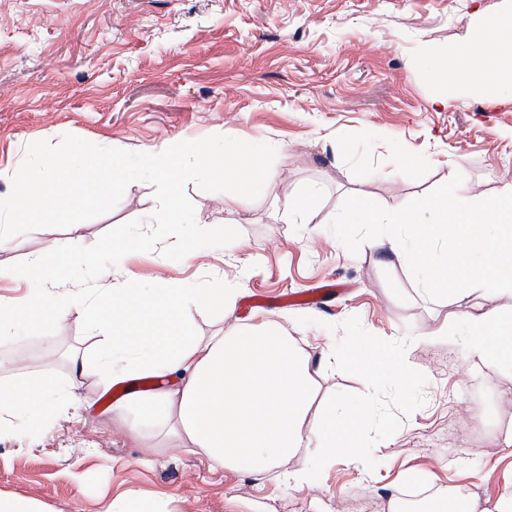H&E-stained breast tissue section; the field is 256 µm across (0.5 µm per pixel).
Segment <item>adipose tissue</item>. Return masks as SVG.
<instances>
[{"mask_svg": "<svg viewBox=\"0 0 512 512\" xmlns=\"http://www.w3.org/2000/svg\"><path fill=\"white\" fill-rule=\"evenodd\" d=\"M479 56L458 55L443 74L448 85L497 87L512 81V13L482 15ZM235 289L162 288L155 303L164 315L156 332L127 329L136 349H101L95 365L81 364L77 375L96 370L113 380H155L150 393H129L112 406L134 436L149 440L150 451L173 445L205 456L214 464L249 475L276 470L300 450L321 448L325 457L354 452V423L364 405L323 404L316 419L308 414L313 382L333 354L313 360L287 330L274 321L227 333L195 335L184 309L230 308ZM468 359L496 369L512 366V323L504 317L466 312Z\"/></svg>", "mask_w": 512, "mask_h": 512, "instance_id": "obj_1", "label": "adipose tissue"}]
</instances>
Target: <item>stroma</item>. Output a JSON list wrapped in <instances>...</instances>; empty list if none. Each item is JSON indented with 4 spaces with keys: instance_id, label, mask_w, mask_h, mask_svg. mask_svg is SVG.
<instances>
[{
    "instance_id": "35a3bbf8",
    "label": "stroma",
    "mask_w": 512,
    "mask_h": 512,
    "mask_svg": "<svg viewBox=\"0 0 512 512\" xmlns=\"http://www.w3.org/2000/svg\"><path fill=\"white\" fill-rule=\"evenodd\" d=\"M512 0H0V198L28 144L72 134L107 148L155 147L220 134L276 146L277 180L225 210L224 195L188 184L208 227L230 225L223 248L126 255L98 279L192 284L212 275L239 292L232 313L190 309L197 335L269 317L299 347L349 360L322 369L319 398L367 407L357 453L321 463L307 453L275 475L213 469L170 448L146 455L112 414L129 391L73 359L95 362L79 306L53 337L0 343V379L59 384L50 426L30 410L0 432V495L41 512H387L390 500L449 485L494 501L512 494V370L465 361L463 314L512 316V292L460 303L429 299L387 249L350 253L329 224L358 195L393 209L462 174L476 194L512 182V94L425 79L423 60L469 50L480 13ZM136 181L108 213L84 221L79 245L157 206ZM305 204L303 215L294 212ZM43 228L6 239L0 266L68 243ZM320 280L344 284L330 311L304 299ZM414 375L397 380L401 363Z\"/></svg>"
}]
</instances>
